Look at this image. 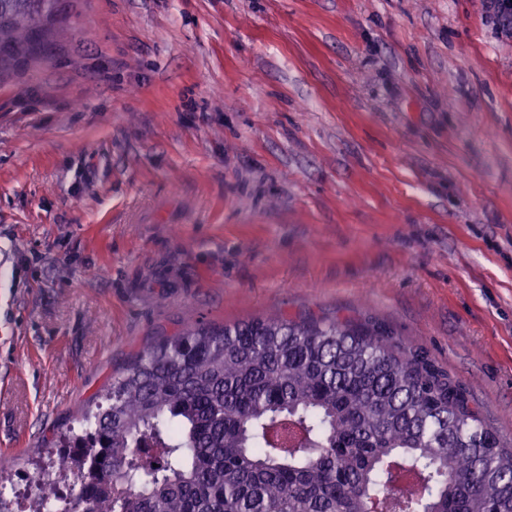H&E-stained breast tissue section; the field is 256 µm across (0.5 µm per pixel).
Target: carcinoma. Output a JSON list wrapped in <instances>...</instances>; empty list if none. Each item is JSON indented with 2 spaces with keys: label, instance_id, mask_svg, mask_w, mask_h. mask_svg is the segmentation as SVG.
<instances>
[{
  "label": "carcinoma",
  "instance_id": "1",
  "mask_svg": "<svg viewBox=\"0 0 512 512\" xmlns=\"http://www.w3.org/2000/svg\"><path fill=\"white\" fill-rule=\"evenodd\" d=\"M69 0H0V72ZM65 437L84 512H512V448L420 351L369 322L195 323L139 353ZM419 481L387 494L395 472ZM49 477L42 507L73 512Z\"/></svg>",
  "mask_w": 512,
  "mask_h": 512
}]
</instances>
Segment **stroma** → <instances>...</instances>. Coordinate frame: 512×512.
Masks as SVG:
<instances>
[{
	"label": "stroma",
	"mask_w": 512,
	"mask_h": 512,
	"mask_svg": "<svg viewBox=\"0 0 512 512\" xmlns=\"http://www.w3.org/2000/svg\"><path fill=\"white\" fill-rule=\"evenodd\" d=\"M0 74V495L187 317L369 320L512 447L491 0H74Z\"/></svg>",
	"instance_id": "35a3bbf8"
}]
</instances>
